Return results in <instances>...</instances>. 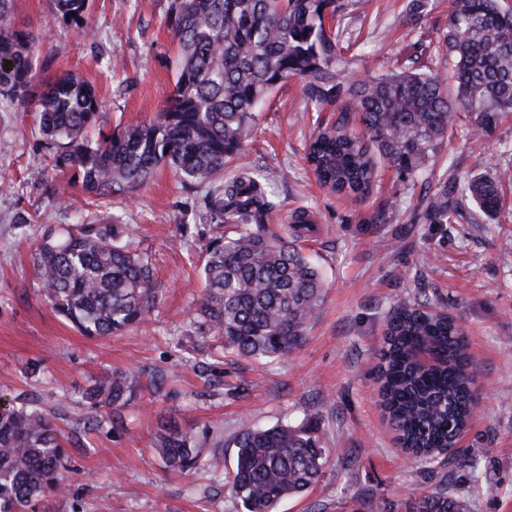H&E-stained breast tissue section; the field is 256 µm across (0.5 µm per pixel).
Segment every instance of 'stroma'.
I'll list each match as a JSON object with an SVG mask.
<instances>
[{"mask_svg":"<svg viewBox=\"0 0 512 512\" xmlns=\"http://www.w3.org/2000/svg\"><path fill=\"white\" fill-rule=\"evenodd\" d=\"M403 3L336 0L339 87L317 110L306 81L279 83L258 106L245 149L224 169L228 179L272 173V230L288 235L296 210L314 221L300 244L321 271L323 300L303 345L261 364L228 356L223 341L195 321L204 257L221 233L209 220L208 185L163 168L132 198L95 206L71 170L47 167L52 150L34 105L56 77L71 72L95 87L102 108L92 139L164 108L177 67L166 0H90L83 31L54 19L51 0H16L17 25L37 37V76L25 102L0 97V403L34 400L67 411L69 487L49 500L48 512H240L226 478L166 468L156 436L170 424L200 433L203 457H223L229 471L239 431L278 423L318 427L331 463L308 495L283 500L277 512L317 505L342 512L365 491L388 512H412L417 493L442 480L462 496L480 482L470 512H512V183L496 217L470 207L457 222L422 224L413 216L418 186L390 166L380 167L372 193L359 202L323 188L304 158L317 117L336 111L349 79L417 68L447 74L434 45L448 24V0H425L418 20ZM470 124V113L454 112V136L434 159V175L458 186L486 167L512 163V115L475 142L462 137ZM43 168L46 182L30 179ZM87 217L148 258L154 272V304L118 337H86L56 315L33 269L48 227ZM414 297L447 307L485 387L462 452L430 464L399 447L374 370L389 317ZM132 368L154 375L143 378L120 419L89 429L83 394L101 377Z\"/></svg>","mask_w":512,"mask_h":512,"instance_id":"1","label":"stroma"}]
</instances>
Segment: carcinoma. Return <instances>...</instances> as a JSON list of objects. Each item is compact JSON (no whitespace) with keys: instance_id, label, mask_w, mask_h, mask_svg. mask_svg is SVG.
<instances>
[{"instance_id":"1","label":"carcinoma","mask_w":512,"mask_h":512,"mask_svg":"<svg viewBox=\"0 0 512 512\" xmlns=\"http://www.w3.org/2000/svg\"><path fill=\"white\" fill-rule=\"evenodd\" d=\"M89 2L52 0L53 16L83 29ZM335 12V0H168L164 22L179 55L165 108L148 122L92 141L86 131L101 109L94 87L71 74L57 77L36 104L46 143L58 148L56 166L73 170L98 201L136 192L163 166L200 183L218 180L250 140L257 104L280 81H308L317 107L336 89L341 33L328 24ZM34 41L16 27L14 0H0V96L25 98L36 77ZM436 49L448 60L447 77L407 71L349 81L336 122L318 129L307 146V163L322 186L363 197L386 163L424 178L418 217L429 224L452 223L468 203L487 217L504 207L507 168L471 176L457 197L448 192V179L434 186L425 174L450 140L457 109L472 114L466 139L490 134L512 113V4L450 0ZM265 181L264 174L240 172L209 192L210 222L234 229L209 246L195 315L205 333L224 339L226 353L272 361L303 344L323 282L295 241L266 231L272 205ZM33 263L46 303L85 336L121 335L155 299L149 261L107 227L51 228ZM422 346L434 358L430 366L414 360ZM467 346L454 317L428 300L400 307L387 325L377 364L380 396L401 447L418 460L448 447L451 432L471 420ZM144 374L99 379L84 395L92 420L110 423L120 415ZM62 419L32 404L0 405V512H38L41 501L66 488ZM233 445L230 491L243 512H276L282 500L304 496L330 461L309 425L247 428ZM156 447L181 471H224L218 457L201 460L195 435L176 426L161 429ZM413 512H467V502L441 482L417 496Z\"/></svg>"}]
</instances>
